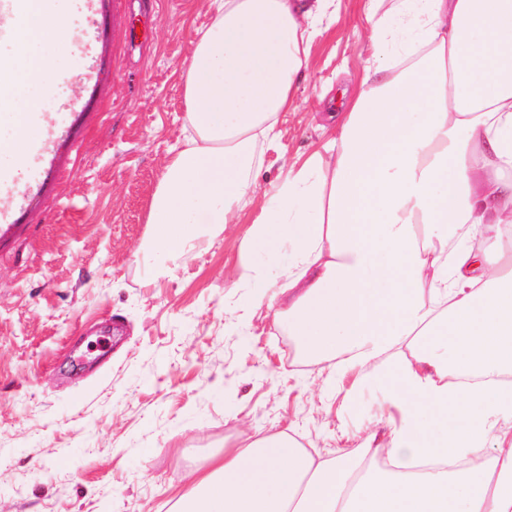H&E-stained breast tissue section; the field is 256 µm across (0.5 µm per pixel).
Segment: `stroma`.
Listing matches in <instances>:
<instances>
[{
  "label": "stroma",
  "instance_id": "stroma-1",
  "mask_svg": "<svg viewBox=\"0 0 512 512\" xmlns=\"http://www.w3.org/2000/svg\"><path fill=\"white\" fill-rule=\"evenodd\" d=\"M73 34L40 91L47 139L0 158V512H174L213 454L285 431L356 453L391 411L382 380L305 363L268 300L248 306L243 240L263 196L158 273L149 204L183 137L182 71L211 0H61ZM296 107L261 146L284 180L357 88L361 0L314 25Z\"/></svg>",
  "mask_w": 512,
  "mask_h": 512
}]
</instances>
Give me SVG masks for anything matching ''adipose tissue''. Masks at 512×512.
I'll list each match as a JSON object with an SVG mask.
<instances>
[{"mask_svg":"<svg viewBox=\"0 0 512 512\" xmlns=\"http://www.w3.org/2000/svg\"><path fill=\"white\" fill-rule=\"evenodd\" d=\"M331 0H217L185 74L186 129L153 195L149 245L185 255L234 223L260 144L295 107ZM368 57L334 137L267 191L244 277L301 353L389 381L400 420L360 455L287 432L225 449L178 512H512V0H364ZM72 40L55 0H12L0 26ZM51 58L0 61L21 162L48 126L30 86ZM454 427H447V420Z\"/></svg>","mask_w":512,"mask_h":512,"instance_id":"obj_1","label":"adipose tissue"}]
</instances>
